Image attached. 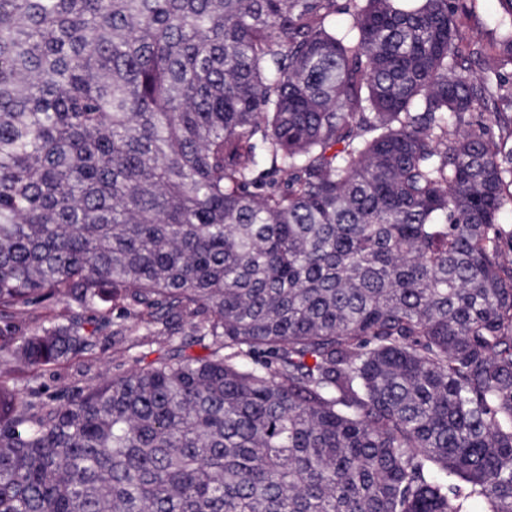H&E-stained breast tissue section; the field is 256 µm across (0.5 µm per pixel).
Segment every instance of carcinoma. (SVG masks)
<instances>
[{
  "label": "carcinoma",
  "instance_id": "obj_1",
  "mask_svg": "<svg viewBox=\"0 0 512 512\" xmlns=\"http://www.w3.org/2000/svg\"><path fill=\"white\" fill-rule=\"evenodd\" d=\"M476 2L0 0V512H512V0ZM108 304L164 353L7 384L124 344ZM136 328L129 336V352L112 345L109 331L101 334L92 352L82 353L57 364L27 367L20 365L12 374L10 384L21 393L34 392L37 399L65 403L82 395L89 385L102 375H112L116 370L128 369L129 356L144 355L146 364L153 361L166 348L164 336L148 337Z\"/></svg>",
  "mask_w": 512,
  "mask_h": 512
}]
</instances>
